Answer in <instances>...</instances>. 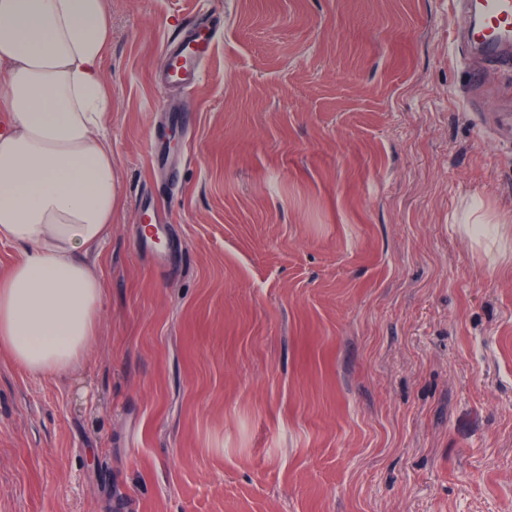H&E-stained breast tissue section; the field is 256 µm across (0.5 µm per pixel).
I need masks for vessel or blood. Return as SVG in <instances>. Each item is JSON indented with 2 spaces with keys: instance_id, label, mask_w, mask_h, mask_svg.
I'll return each instance as SVG.
<instances>
[{
  "instance_id": "vessel-or-blood-1",
  "label": "vessel or blood",
  "mask_w": 512,
  "mask_h": 512,
  "mask_svg": "<svg viewBox=\"0 0 512 512\" xmlns=\"http://www.w3.org/2000/svg\"><path fill=\"white\" fill-rule=\"evenodd\" d=\"M454 17L467 18L466 28L455 29L465 40L478 64L470 71L474 86H483L485 71L512 72V0H452ZM224 23L211 14L193 19L184 32L169 42L163 61L153 76L157 87L171 84L192 89L202 74V65L213 50V35Z\"/></svg>"
}]
</instances>
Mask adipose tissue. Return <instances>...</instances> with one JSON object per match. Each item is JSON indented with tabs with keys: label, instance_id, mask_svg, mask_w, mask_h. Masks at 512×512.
I'll use <instances>...</instances> for the list:
<instances>
[{
	"label": "adipose tissue",
	"instance_id": "obj_1",
	"mask_svg": "<svg viewBox=\"0 0 512 512\" xmlns=\"http://www.w3.org/2000/svg\"><path fill=\"white\" fill-rule=\"evenodd\" d=\"M107 0H0V351L63 376L98 342L105 286L84 260L112 225Z\"/></svg>",
	"mask_w": 512,
	"mask_h": 512
}]
</instances>
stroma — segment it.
<instances>
[{"mask_svg":"<svg viewBox=\"0 0 512 512\" xmlns=\"http://www.w3.org/2000/svg\"><path fill=\"white\" fill-rule=\"evenodd\" d=\"M108 8L98 343L60 378L0 352V512H512V140L449 0ZM202 13L200 81L155 87ZM160 188L166 267L135 242Z\"/></svg>","mask_w":512,"mask_h":512,"instance_id":"stroma-1","label":"stroma"}]
</instances>
